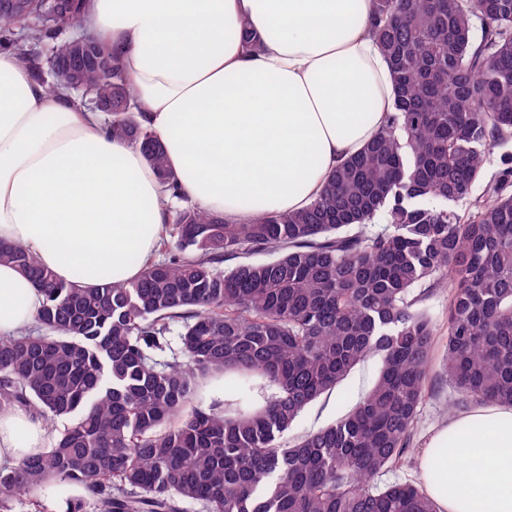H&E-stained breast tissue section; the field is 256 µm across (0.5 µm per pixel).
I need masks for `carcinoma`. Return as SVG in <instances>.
<instances>
[{
	"label": "carcinoma",
	"instance_id": "obj_1",
	"mask_svg": "<svg viewBox=\"0 0 512 512\" xmlns=\"http://www.w3.org/2000/svg\"><path fill=\"white\" fill-rule=\"evenodd\" d=\"M85 0H0V50L45 83L29 44L70 56ZM372 36L396 100L385 125L328 175L305 208L227 222L174 211L166 258L134 281L66 283L24 249L0 263L44 294L37 327L0 337V410L64 421L52 446L0 472V512L17 492L75 487L100 512H439L402 465L427 393L435 340L417 288L448 285L443 371L454 406L512 407V154L485 176L490 150L512 141V0H371ZM80 86L139 146L171 189L161 139L134 112L118 55ZM485 182L475 210L449 207ZM269 254L265 261L251 256ZM236 264L225 268L223 264ZM181 355L166 358L173 326ZM377 354L372 389L335 423L283 445L311 403ZM221 374L237 399L196 396ZM257 380L272 389L254 406Z\"/></svg>",
	"mask_w": 512,
	"mask_h": 512
}]
</instances>
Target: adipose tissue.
Masks as SVG:
<instances>
[{
    "mask_svg": "<svg viewBox=\"0 0 512 512\" xmlns=\"http://www.w3.org/2000/svg\"><path fill=\"white\" fill-rule=\"evenodd\" d=\"M371 0H86L88 31L121 55L135 112L157 133L180 198L101 113L49 95L0 51V242L58 279H137L178 200L247 222L305 208L375 136L395 97L369 33ZM251 24L262 48L239 33ZM44 296L0 264V335ZM34 412L0 411V469L44 450ZM440 512H512V407L478 405L438 428L420 462Z\"/></svg>",
    "mask_w": 512,
    "mask_h": 512,
    "instance_id": "1",
    "label": "adipose tissue"
}]
</instances>
